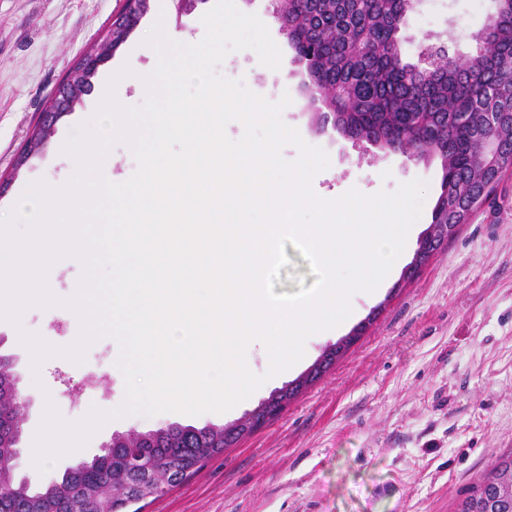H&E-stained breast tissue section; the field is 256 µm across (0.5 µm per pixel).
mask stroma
<instances>
[{
  "instance_id": "obj_1",
  "label": "stroma",
  "mask_w": 512,
  "mask_h": 512,
  "mask_svg": "<svg viewBox=\"0 0 512 512\" xmlns=\"http://www.w3.org/2000/svg\"><path fill=\"white\" fill-rule=\"evenodd\" d=\"M214 3L188 0L179 12L173 0H151L137 27L98 69L91 91L52 126L43 150L20 165L16 159L59 82L102 43L125 0H0V180L8 183L0 193V214L10 211L31 183L71 178L61 143L95 114L104 76L125 66L142 75L152 72L157 56L145 39L155 16H163L174 40L195 43L204 36L200 19ZM236 5L264 19L282 52L281 66L270 70L254 51L243 50L229 54L219 70L269 101L290 96L283 122L329 159L312 181L318 196L335 199L353 188L372 195L416 178L427 182L415 237L407 245L408 256H415L441 193L439 160L357 144L318 127L305 66L275 21L272 0H236ZM495 7V0H415L403 51L417 64L425 45L456 58L474 55L475 35ZM402 276L395 271L376 294L352 296V317L341 334L363 322L367 331L275 419L205 461L180 485L141 501L140 512H456L469 488L512 455V169L490 202L413 280ZM23 331L66 347L77 339L80 323L62 303L28 307L17 326L0 320V353L14 357L25 403L16 475L35 487L98 454L116 433L243 422L304 374L338 337H309L301 364L267 378L233 412L111 420L85 447L41 472L31 466L30 453L46 402L74 422L91 408L119 407L125 384L116 366L115 339L95 341L83 363L54 356L35 371L20 342Z\"/></svg>"
}]
</instances>
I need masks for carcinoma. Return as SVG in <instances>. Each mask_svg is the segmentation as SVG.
I'll return each instance as SVG.
<instances>
[{
  "mask_svg": "<svg viewBox=\"0 0 512 512\" xmlns=\"http://www.w3.org/2000/svg\"><path fill=\"white\" fill-rule=\"evenodd\" d=\"M276 21L310 73L311 97L326 90L324 120L343 136L417 158L441 160V194L434 224H464L492 197L512 168V0L496 10L477 34L479 53L421 67L402 53L403 29L414 0H278ZM282 409L266 404L236 432L177 427L146 436L143 448L170 473L174 486L203 463L224 454ZM512 456L471 486L466 499L488 493ZM103 464L80 461L62 477L26 494L58 512H92L79 497L62 501L60 489L74 474L96 476Z\"/></svg>",
  "mask_w": 512,
  "mask_h": 512,
  "instance_id": "obj_1",
  "label": "carcinoma"
}]
</instances>
